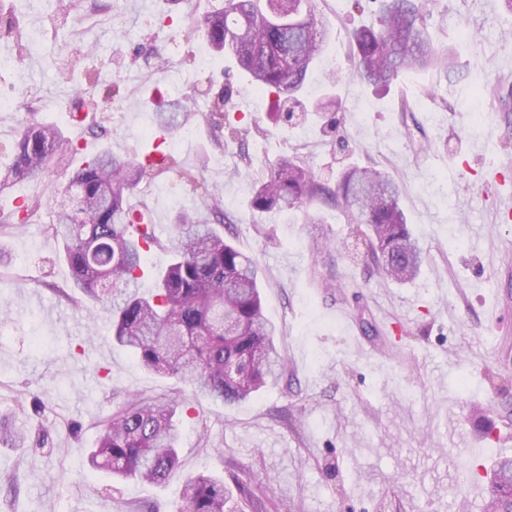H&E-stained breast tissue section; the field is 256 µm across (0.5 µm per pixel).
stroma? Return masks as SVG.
<instances>
[{
  "instance_id": "1",
  "label": "stroma",
  "mask_w": 512,
  "mask_h": 512,
  "mask_svg": "<svg viewBox=\"0 0 512 512\" xmlns=\"http://www.w3.org/2000/svg\"><path fill=\"white\" fill-rule=\"evenodd\" d=\"M331 32L324 73H336L345 105L342 146L273 122L271 97L256 99L248 77L213 53L186 25L224 0H0V33L17 19L22 39H8L16 66L0 68V169L9 143L26 124L69 133L77 102L104 115V130L84 129V147L50 163L39 181L0 188V212L31 194L65 193L87 155L102 148L140 158L161 150L200 166L233 222L231 241L258 263L263 312L276 325L287 363L281 382L235 406L193 395L183 382L145 370L112 342L111 314L87 313L88 296L59 299L71 282L41 219L0 237V413L38 448L0 447V512H125L149 502L175 512L182 482L159 487L116 481L90 469L97 421L128 395L182 396L186 475L223 479L238 512H486V491L469 471L512 456V444L488 439L480 420L505 410L512 429V221L498 200L512 193V113L475 123L447 102L468 98L437 72L411 71L389 92L353 76L345 49L350 32L375 23L349 0H316ZM434 39L453 53L473 82L512 76V13L500 0H423ZM438 85V97L426 89ZM197 112L193 136L157 138L144 130L154 89ZM225 92L230 119L248 128L227 142L203 118L210 93ZM413 109L401 111L402 101ZM301 152L316 179L335 182L343 165L375 161L401 188L408 227L423 249L419 276L398 284L367 255L364 238L333 207L323 223L299 214L254 213L255 179L285 155ZM132 203L166 225L179 209L211 222L193 186L164 174Z\"/></svg>"
}]
</instances>
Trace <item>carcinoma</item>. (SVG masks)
I'll list each match as a JSON object with an SVG mask.
<instances>
[{"instance_id":"obj_1","label":"carcinoma","mask_w":512,"mask_h":512,"mask_svg":"<svg viewBox=\"0 0 512 512\" xmlns=\"http://www.w3.org/2000/svg\"><path fill=\"white\" fill-rule=\"evenodd\" d=\"M296 16L272 0H224V10L205 17L201 30L212 51L233 56L249 77L253 91L276 97L275 122L308 121L306 103L319 115L320 128L338 126L344 111L329 86L317 96L310 80L325 51L327 30L319 23L314 0H296ZM347 58L365 85L390 89L411 70H436L447 81L469 83L448 49L427 31L418 0H380L377 26L351 32ZM483 96L502 110L509 98L483 84ZM220 93L205 114L216 129L235 138L239 128L224 113ZM152 124L170 133L190 126L195 113L162 100L151 112ZM71 146L55 127L30 125L18 130L13 164L0 174V187L37 179L55 155ZM197 182L202 172L177 167L164 154L131 159L102 149L73 176L77 193L57 201V220L49 233L58 243L71 273V287L89 295L112 313V335L139 364L189 384L196 394L227 404L244 400L285 371L274 342L275 326L265 317L255 261L224 241L212 224L179 211L171 241L174 259L157 275L155 292H141L145 253L158 244L150 225L132 220L129 197L150 185L163 170ZM331 201L350 224L367 230L371 255L384 259L386 273L398 281L414 279L422 250L407 226L399 185L387 171L372 166L344 168L332 190L315 180L299 157L280 158L257 179L250 200L257 212L309 213L317 201ZM43 198L33 195L0 220V236L35 220ZM179 398L160 400L133 395L99 424L97 448L88 456L93 468L104 467L119 479L155 485L172 480L179 469ZM0 442L28 447V436L0 419ZM224 481L203 475L184 480L177 512H237ZM489 512H512V459H499L491 482Z\"/></svg>"}]
</instances>
